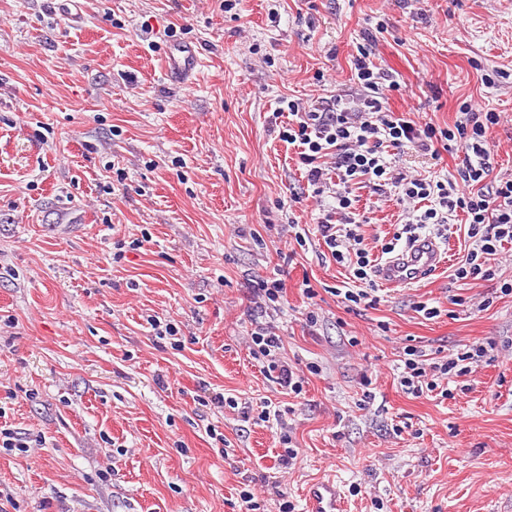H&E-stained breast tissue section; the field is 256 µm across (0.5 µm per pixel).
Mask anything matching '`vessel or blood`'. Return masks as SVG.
I'll return each instance as SVG.
<instances>
[{
  "label": "vessel or blood",
  "mask_w": 512,
  "mask_h": 512,
  "mask_svg": "<svg viewBox=\"0 0 512 512\" xmlns=\"http://www.w3.org/2000/svg\"><path fill=\"white\" fill-rule=\"evenodd\" d=\"M200 65L199 53L193 45L180 44L171 48L162 61L167 77L176 83L188 82ZM449 248L432 238L410 242L399 254L379 266L381 282L395 286L412 276L432 274L446 262ZM306 512H343L341 492L333 481L312 485L306 493Z\"/></svg>",
  "instance_id": "b4317fda"
}]
</instances>
